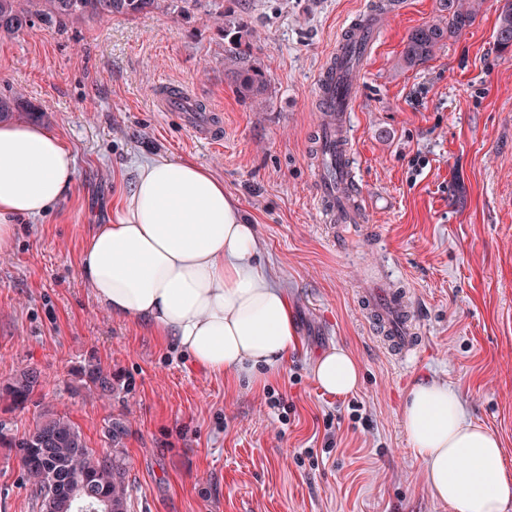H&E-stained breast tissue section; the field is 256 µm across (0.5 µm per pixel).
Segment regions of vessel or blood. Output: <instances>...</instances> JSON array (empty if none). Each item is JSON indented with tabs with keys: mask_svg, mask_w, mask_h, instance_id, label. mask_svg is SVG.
Instances as JSON below:
<instances>
[{
	"mask_svg": "<svg viewBox=\"0 0 512 512\" xmlns=\"http://www.w3.org/2000/svg\"><path fill=\"white\" fill-rule=\"evenodd\" d=\"M379 34L380 26L376 23L345 29L314 89L326 114L316 132V197L322 209V222L335 244L341 243L346 225L363 220L353 201L346 148L337 145L336 133L343 129L355 107L358 76ZM163 105L168 109H182L189 127L201 138H217L219 130L211 116L197 113L195 99L187 91L172 89L165 95ZM358 298L376 331L377 341L394 360L402 364L417 354L422 338L416 329L407 289L379 275L359 291Z\"/></svg>",
	"mask_w": 512,
	"mask_h": 512,
	"instance_id": "obj_1",
	"label": "vessel or blood"
}]
</instances>
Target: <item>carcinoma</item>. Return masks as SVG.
<instances>
[{
	"label": "carcinoma",
	"mask_w": 512,
	"mask_h": 512,
	"mask_svg": "<svg viewBox=\"0 0 512 512\" xmlns=\"http://www.w3.org/2000/svg\"><path fill=\"white\" fill-rule=\"evenodd\" d=\"M159 0H0V36H15L35 23L58 25L85 17L104 20L115 14L136 15L157 8ZM447 21L426 24L407 37L401 61L413 67L429 60L448 37L474 22L476 0H439ZM498 47L512 50V0H504L496 31ZM224 59L234 70L238 92L244 97L263 93L268 79L255 55L247 25L224 21ZM23 95L0 97V119L13 112H32ZM87 381L103 396L112 393V376L96 365L84 371ZM41 383L34 366L20 370L0 385V399L23 408ZM125 425L116 421L108 430L110 447H88L80 428L66 415L43 411L33 428L20 437L0 426V445L15 453L27 483L35 493L37 512H127L128 484L122 440Z\"/></svg>",
	"instance_id": "carcinoma-1"
}]
</instances>
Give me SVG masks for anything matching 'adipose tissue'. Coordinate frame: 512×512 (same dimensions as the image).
Masks as SVG:
<instances>
[{
	"label": "adipose tissue",
	"mask_w": 512,
	"mask_h": 512,
	"mask_svg": "<svg viewBox=\"0 0 512 512\" xmlns=\"http://www.w3.org/2000/svg\"><path fill=\"white\" fill-rule=\"evenodd\" d=\"M73 180V154L57 136L1 123L0 251L12 247L19 223L44 216ZM79 276L100 307L142 324L211 374L261 383L297 344L290 300L261 258L253 225L223 180L191 161L137 165L110 223L95 225L88 238ZM313 376L332 395L359 383L342 348L317 360ZM402 421L427 486L450 512H505L512 478L500 440L468 420L446 385L416 383Z\"/></svg>",
	"instance_id": "obj_1"
}]
</instances>
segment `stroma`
<instances>
[{
	"instance_id": "35a3bbf8",
	"label": "stroma",
	"mask_w": 512,
	"mask_h": 512,
	"mask_svg": "<svg viewBox=\"0 0 512 512\" xmlns=\"http://www.w3.org/2000/svg\"><path fill=\"white\" fill-rule=\"evenodd\" d=\"M373 0H202L0 37V94L23 93L39 126L75 158L71 191L21 225L0 252V384L25 366L41 384L25 408L0 401L22 435L51 409L108 447L110 420L127 428L128 512H449L426 486L402 425L411 387L448 384L468 417L496 433L512 477V52L495 33L503 0L423 64L399 58L409 33L435 22L438 0H401L360 79L346 146L372 241L325 237L314 182L316 75ZM248 24L268 86L240 96L224 66V18ZM190 89L221 115L206 144L165 88ZM210 168L254 225L262 258L293 305L299 347L263 387L230 383L101 309L79 258L92 225L143 156ZM385 267L408 288L422 336L396 363L376 342L357 297ZM348 350L361 370L349 395L324 392L317 358ZM112 376L102 397L88 365ZM282 399L271 408L268 391ZM286 420H279V413ZM33 492L0 447V512H34Z\"/></svg>"
}]
</instances>
